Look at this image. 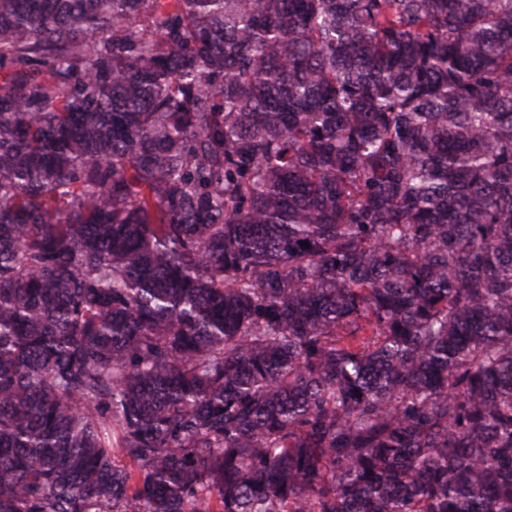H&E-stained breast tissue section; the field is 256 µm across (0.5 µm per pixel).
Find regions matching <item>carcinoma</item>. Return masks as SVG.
I'll return each mask as SVG.
<instances>
[{
  "instance_id": "obj_1",
  "label": "carcinoma",
  "mask_w": 512,
  "mask_h": 512,
  "mask_svg": "<svg viewBox=\"0 0 512 512\" xmlns=\"http://www.w3.org/2000/svg\"><path fill=\"white\" fill-rule=\"evenodd\" d=\"M0 512H512V0H0Z\"/></svg>"
}]
</instances>
